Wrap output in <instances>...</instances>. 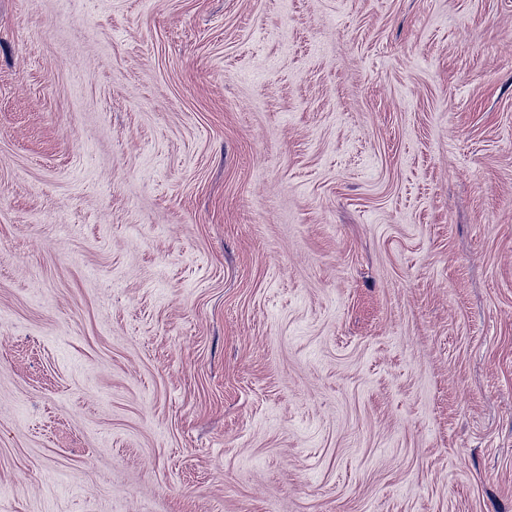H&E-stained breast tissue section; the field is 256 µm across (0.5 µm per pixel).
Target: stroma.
Returning <instances> with one entry per match:
<instances>
[{"label": "stroma", "mask_w": 512, "mask_h": 512, "mask_svg": "<svg viewBox=\"0 0 512 512\" xmlns=\"http://www.w3.org/2000/svg\"><path fill=\"white\" fill-rule=\"evenodd\" d=\"M0 512H512V0H0Z\"/></svg>", "instance_id": "stroma-1"}]
</instances>
